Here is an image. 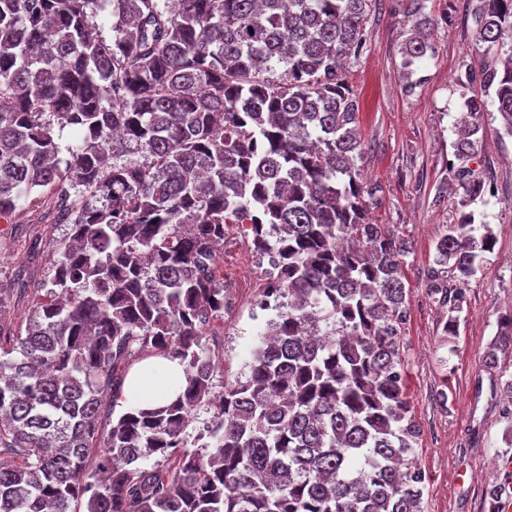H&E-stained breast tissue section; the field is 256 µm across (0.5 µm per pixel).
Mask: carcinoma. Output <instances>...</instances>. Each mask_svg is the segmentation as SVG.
Instances as JSON below:
<instances>
[{"instance_id":"cac0c4a2","label":"carcinoma","mask_w":512,"mask_h":512,"mask_svg":"<svg viewBox=\"0 0 512 512\" xmlns=\"http://www.w3.org/2000/svg\"><path fill=\"white\" fill-rule=\"evenodd\" d=\"M424 2L408 0L407 76L433 53ZM371 8L0 0V221L35 208L69 227L45 300L0 341V455L23 461L0 464V512H422L408 250L368 217L344 79ZM472 19L484 96L457 122L462 193L435 258L460 286L495 244L470 209L490 185L466 163L484 116L512 136V0H480ZM67 127L80 137L62 147ZM231 224L277 255L267 286L286 302L249 375L217 397L204 345ZM511 348L512 314L486 364ZM150 350L179 360L183 393L114 415L121 367ZM200 409L212 415L192 449Z\"/></svg>"}]
</instances>
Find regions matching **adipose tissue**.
<instances>
[{
  "label": "adipose tissue",
  "instance_id": "ef3b65f1",
  "mask_svg": "<svg viewBox=\"0 0 512 512\" xmlns=\"http://www.w3.org/2000/svg\"><path fill=\"white\" fill-rule=\"evenodd\" d=\"M185 385V375L178 360L151 357L131 372L125 398L131 407L151 408L175 399Z\"/></svg>",
  "mask_w": 512,
  "mask_h": 512
}]
</instances>
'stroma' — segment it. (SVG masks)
<instances>
[{
	"label": "stroma",
	"instance_id": "35a3bbf8",
	"mask_svg": "<svg viewBox=\"0 0 512 512\" xmlns=\"http://www.w3.org/2000/svg\"><path fill=\"white\" fill-rule=\"evenodd\" d=\"M470 7V0H426L424 11L436 21L434 53L416 66L409 91L400 54L405 4L374 0L365 43L345 71L361 102L360 167L374 191L371 219L409 246L404 283L410 314L402 360L406 399L420 428L415 456L427 474L423 512H487L486 486L512 475V448L502 441L504 395L497 388L501 378L512 376V349L499 353L497 368L485 364L500 316L512 312V138L500 136V122L484 121L482 151L470 163L495 189L473 206L477 221L492 231L494 250L463 286L456 312L430 293L438 271L436 243L456 221L447 179L455 126L466 99L481 91L479 79L459 82L465 71L479 69ZM65 232L61 224L36 223L30 213L19 223L0 224V283H13L22 272L30 285L0 309L4 333L24 327L34 290L50 276ZM250 242L236 226L224 236V282L232 304L207 329L219 393L245 379L277 318L258 304L270 261L256 255ZM452 314L456 333L447 336L442 328Z\"/></svg>",
	"mask_w": 512,
	"mask_h": 512
}]
</instances>
